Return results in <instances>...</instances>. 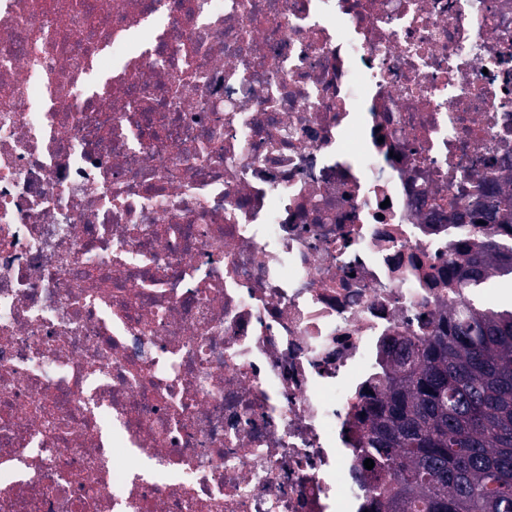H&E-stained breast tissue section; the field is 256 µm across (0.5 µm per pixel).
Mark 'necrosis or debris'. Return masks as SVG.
Segmentation results:
<instances>
[{"instance_id":"1","label":"necrosis or debris","mask_w":512,"mask_h":512,"mask_svg":"<svg viewBox=\"0 0 512 512\" xmlns=\"http://www.w3.org/2000/svg\"><path fill=\"white\" fill-rule=\"evenodd\" d=\"M511 178L512 0H0V512H368ZM486 200H489V204L478 203L471 212V224H475L485 231L486 226L493 224H510L512 226V210L510 211V217L507 214L501 213L500 208L495 201L500 194V188L498 186H491L485 191ZM482 220L484 224H477V221Z\"/></svg>"}]
</instances>
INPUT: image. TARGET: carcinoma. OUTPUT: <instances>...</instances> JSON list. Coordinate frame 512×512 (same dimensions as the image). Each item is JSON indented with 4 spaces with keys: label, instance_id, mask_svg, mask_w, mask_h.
Segmentation results:
<instances>
[{
    "label": "carcinoma",
    "instance_id": "cac0c4a2",
    "mask_svg": "<svg viewBox=\"0 0 512 512\" xmlns=\"http://www.w3.org/2000/svg\"><path fill=\"white\" fill-rule=\"evenodd\" d=\"M471 223L512 225L495 198ZM512 277V242L489 241L463 272L472 288ZM411 361L388 375L371 408L364 482L385 512H512V307L468 303L457 321L402 346ZM391 472L395 481L382 475Z\"/></svg>",
    "mask_w": 512,
    "mask_h": 512
}]
</instances>
